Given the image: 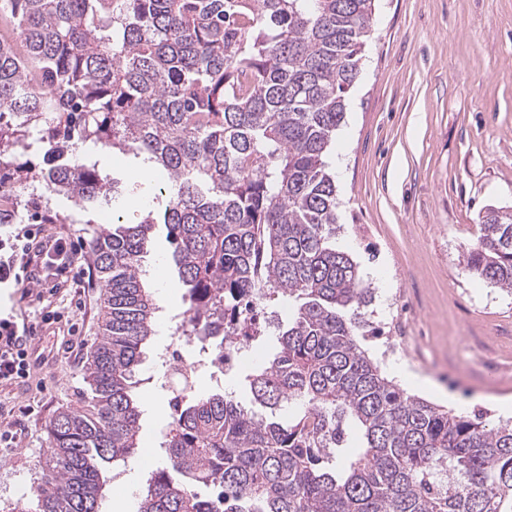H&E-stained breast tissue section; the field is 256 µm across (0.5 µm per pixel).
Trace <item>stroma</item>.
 <instances>
[{
	"mask_svg": "<svg viewBox=\"0 0 512 512\" xmlns=\"http://www.w3.org/2000/svg\"><path fill=\"white\" fill-rule=\"evenodd\" d=\"M101 171L128 190L122 220L139 223L154 205L139 189L142 163L131 154L94 150ZM328 162L336 177L337 247L349 250L374 284L370 320L376 332L362 346L383 372L403 363L419 377L404 382L455 413L484 412L506 422L500 401L512 397V292L491 286L466 266L463 246L479 232L487 209H512V0H376L372 34L348 93L344 120ZM71 232L88 239L112 222V210L85 211L53 202ZM148 267L172 252L163 226L151 234ZM169 314H183L185 291L173 270L160 281ZM44 302L0 288V307L61 319L40 334L47 352L31 379L0 387V423L21 432L0 447V512H16L31 496L49 446L48 427L62 408L79 404L82 367L94 347L102 288ZM141 437L147 453L120 468L103 512L117 499L136 512L137 492L164 462L158 445L170 420L172 390L150 381Z\"/></svg>",
	"mask_w": 512,
	"mask_h": 512,
	"instance_id": "1",
	"label": "stroma"
}]
</instances>
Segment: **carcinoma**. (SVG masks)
<instances>
[{"label": "carcinoma", "instance_id": "obj_1", "mask_svg": "<svg viewBox=\"0 0 512 512\" xmlns=\"http://www.w3.org/2000/svg\"><path fill=\"white\" fill-rule=\"evenodd\" d=\"M375 0H0V155L40 128L46 167L11 165L31 221L65 224L124 195L76 151L92 142L167 173L162 209L86 242L104 288L81 404L49 426L23 512H101L109 466L140 448L141 366L157 296L143 274L165 225L189 307L211 351L288 304L277 351L246 381L175 401L137 512H512V426L456 414L382 373L359 337L373 291L336 248L326 158L359 73ZM469 270L512 290V211L491 209L464 247ZM212 489L201 497L196 487Z\"/></svg>", "mask_w": 512, "mask_h": 512}]
</instances>
